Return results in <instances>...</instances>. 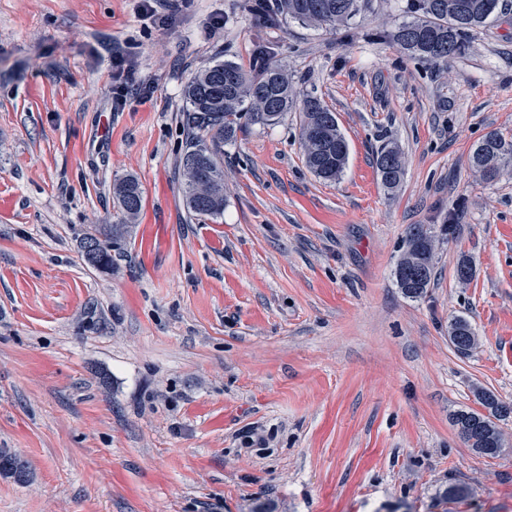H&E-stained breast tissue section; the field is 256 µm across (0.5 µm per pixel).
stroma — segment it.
<instances>
[{"label": "stroma", "instance_id": "obj_1", "mask_svg": "<svg viewBox=\"0 0 512 512\" xmlns=\"http://www.w3.org/2000/svg\"><path fill=\"white\" fill-rule=\"evenodd\" d=\"M404 2L332 29L259 22L248 0H185L167 26L137 0H0V448L30 471L0 475V512H512V416L495 456L453 422L480 388L512 404V171L468 165L512 137V0L440 66L385 37ZM129 43L154 93L116 111ZM257 49L335 112L348 163L306 168L299 111L241 125L223 215L193 218L184 88L214 62L259 72ZM130 175L142 210L104 273L81 241L122 223ZM413 224L439 233L417 298L394 277ZM512 163V139L499 132H490L471 150L469 166L486 182L495 181L501 171ZM376 167L383 185L388 189L396 188L404 178L405 165L402 153L395 145H386L378 151ZM454 349L460 354H468L475 346V334L470 322L464 318L453 320L448 329Z\"/></svg>", "mask_w": 512, "mask_h": 512}]
</instances>
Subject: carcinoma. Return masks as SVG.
<instances>
[{
    "instance_id": "cac0c4a2",
    "label": "carcinoma",
    "mask_w": 512,
    "mask_h": 512,
    "mask_svg": "<svg viewBox=\"0 0 512 512\" xmlns=\"http://www.w3.org/2000/svg\"><path fill=\"white\" fill-rule=\"evenodd\" d=\"M370 0H276V13L314 27L345 26L355 22ZM501 0H408L404 15L397 19L392 37L407 53L424 62H446L464 53L469 34L499 19ZM296 91L281 65L270 62L257 76L243 66L216 62L200 69L185 87L186 147L179 164L183 175L186 207L196 217H217L224 213V143L234 138L241 120L271 126L292 109ZM300 147L306 166L324 181H336L343 173L349 155L348 142L337 118L314 95L302 104ZM512 164V139L491 132L478 142L469 155V166L486 182L495 181ZM376 167L383 185L397 187L405 175L400 149L382 147ZM114 194L126 220L137 217L142 207L139 182L127 178L117 184ZM127 232V225L112 224L104 238L89 235L82 251L96 245L86 261L102 271L112 269L114 241ZM435 235L422 224L409 227L407 248L395 269L396 282L411 298L424 294L434 275ZM454 349L469 353L475 334L464 318L453 320L448 329ZM476 397L483 411H460L453 417L465 429L461 437L475 452L494 456L501 448L498 422L512 414V407L493 392L481 389ZM0 475L19 483L29 479L24 461L7 449H0Z\"/></svg>"
}]
</instances>
